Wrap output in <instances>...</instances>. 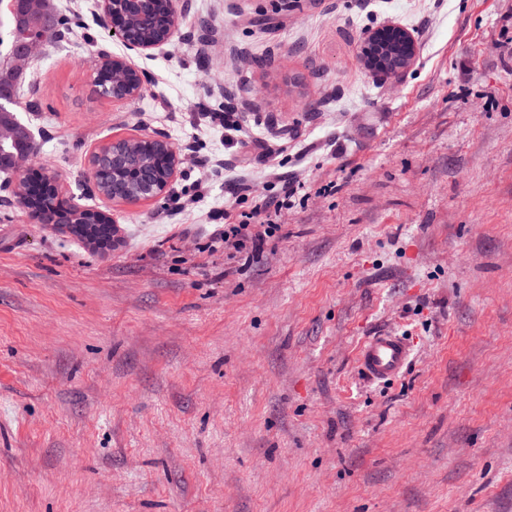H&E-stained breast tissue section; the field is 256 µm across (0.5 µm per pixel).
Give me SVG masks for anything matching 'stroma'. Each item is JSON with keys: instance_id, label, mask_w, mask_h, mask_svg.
<instances>
[{"instance_id": "35a3bbf8", "label": "stroma", "mask_w": 512, "mask_h": 512, "mask_svg": "<svg viewBox=\"0 0 512 512\" xmlns=\"http://www.w3.org/2000/svg\"><path fill=\"white\" fill-rule=\"evenodd\" d=\"M26 70L31 172L118 227L100 253L0 191V512H512V0H189L149 81L94 0H52ZM416 62L381 78L365 30ZM185 153L135 204L90 194L99 146ZM263 252L211 248L283 180ZM412 355L366 378L361 345ZM137 0H96V12L103 18L112 21V34L117 36L125 51L117 54L107 49L96 50L97 71L110 69V77L101 75L96 86L103 95L112 93V103H124L140 96L146 82L147 74L135 63L133 56L147 57L157 50L172 45L178 38V20L184 4L181 0L166 1L170 22L166 28L159 29L151 37H142L132 30L128 12L120 7V3ZM407 343L399 336H371L361 346L358 364L362 372L374 380L396 377L409 360Z\"/></svg>"}]
</instances>
